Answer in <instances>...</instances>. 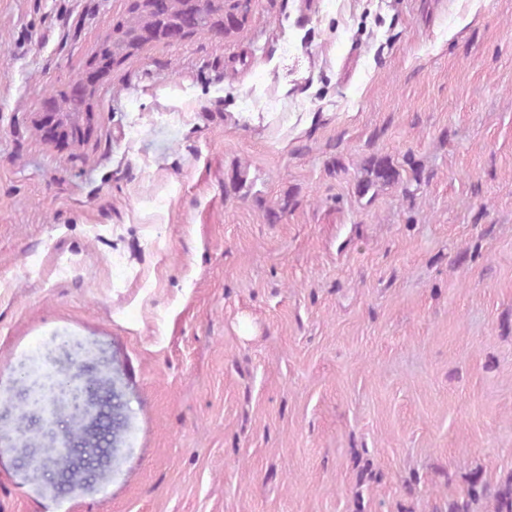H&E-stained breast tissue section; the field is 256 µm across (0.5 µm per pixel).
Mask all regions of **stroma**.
<instances>
[{
  "label": "stroma",
  "mask_w": 512,
  "mask_h": 512,
  "mask_svg": "<svg viewBox=\"0 0 512 512\" xmlns=\"http://www.w3.org/2000/svg\"><path fill=\"white\" fill-rule=\"evenodd\" d=\"M127 4L0 0V410L21 361L68 373L52 337L97 343L113 448L65 485L11 413L0 512H436L512 475V0H251L52 141ZM371 154L419 190L361 199Z\"/></svg>",
  "instance_id": "1"
}]
</instances>
